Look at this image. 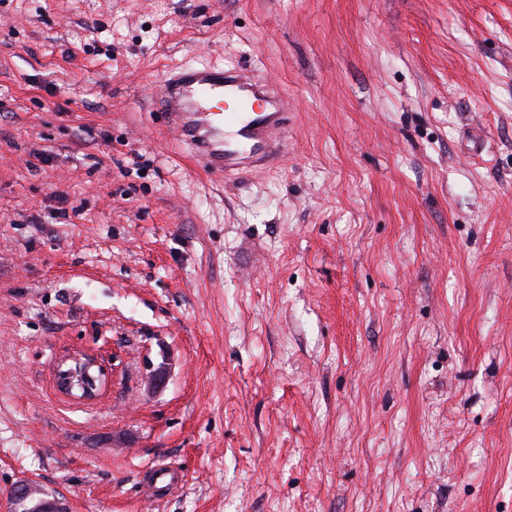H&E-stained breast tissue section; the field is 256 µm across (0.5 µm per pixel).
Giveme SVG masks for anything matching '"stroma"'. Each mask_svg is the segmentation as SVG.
Listing matches in <instances>:
<instances>
[{"mask_svg": "<svg viewBox=\"0 0 512 512\" xmlns=\"http://www.w3.org/2000/svg\"><path fill=\"white\" fill-rule=\"evenodd\" d=\"M200 64L278 85L282 162L195 163L159 98ZM26 479L512 512V0H0V512ZM70 356L62 359L55 377L58 389L65 395L82 400L96 398L104 383V370L94 356ZM181 472L167 464H157L147 471L146 484L153 495L176 489L182 483Z\"/></svg>", "mask_w": 512, "mask_h": 512, "instance_id": "35a3bbf8", "label": "stroma"}]
</instances>
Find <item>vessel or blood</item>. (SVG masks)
Returning <instances> with one entry per match:
<instances>
[{
	"label": "vessel or blood",
	"mask_w": 512,
	"mask_h": 512,
	"mask_svg": "<svg viewBox=\"0 0 512 512\" xmlns=\"http://www.w3.org/2000/svg\"><path fill=\"white\" fill-rule=\"evenodd\" d=\"M220 97L240 103L241 112H223L214 104ZM161 105L171 126L214 177L252 174L282 159L285 143L278 131L284 120L283 96L254 71L183 68L165 79ZM182 480L178 469L158 464L148 470L146 484L158 495L176 489Z\"/></svg>",
	"instance_id": "obj_1"
}]
</instances>
